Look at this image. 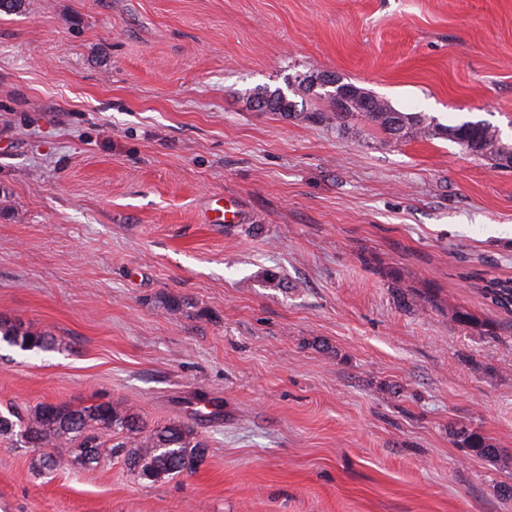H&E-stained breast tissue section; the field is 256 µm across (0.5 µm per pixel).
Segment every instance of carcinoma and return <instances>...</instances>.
<instances>
[{"label":"carcinoma","instance_id":"1","mask_svg":"<svg viewBox=\"0 0 512 512\" xmlns=\"http://www.w3.org/2000/svg\"><path fill=\"white\" fill-rule=\"evenodd\" d=\"M344 86L349 87L353 95L346 99L342 111H336L332 91L318 90L313 96L327 101L331 110L306 113L304 117L334 126L338 131L346 129L354 118L364 120L379 127L396 142L440 137L455 143L468 154L490 161L496 168H512V144L504 143L500 130L487 122L467 121L444 126L423 112H399L377 96L351 83L340 82L339 87ZM257 103L262 112L289 115L295 107L289 95L281 89L261 93ZM482 282L484 298L491 305L512 313V278H484ZM1 341L22 351H38L51 348L57 339L46 331L25 327L1 316ZM104 435L117 438L111 448L123 453L128 469L147 484L161 483L193 470L202 463L207 452L205 442L199 439L192 426L178 422L145 432L139 425L137 413L118 402L83 406L43 402L24 415L0 413L1 437H14L31 448H70L66 456L45 455L42 465L48 470L85 468L98 462L105 445L101 441ZM453 436L478 455L492 458L498 454V449L466 428L453 431Z\"/></svg>","mask_w":512,"mask_h":512}]
</instances>
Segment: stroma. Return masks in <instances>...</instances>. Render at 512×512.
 <instances>
[{
  "label": "stroma",
  "instance_id": "35a3bbf8",
  "mask_svg": "<svg viewBox=\"0 0 512 512\" xmlns=\"http://www.w3.org/2000/svg\"><path fill=\"white\" fill-rule=\"evenodd\" d=\"M319 72L512 144V0L0 14V315L61 342H0V411L120 402L208 445L149 485L0 438V512H512V314L470 277L512 278V169L255 108ZM210 211L211 214L207 218V222L220 227L223 224H237L242 217L241 209L229 199H225L224 206L221 208H211ZM453 436L458 442H461L467 448H471L478 455L492 458L498 454V448H493L483 437L466 428L462 427L454 430Z\"/></svg>",
  "mask_w": 512,
  "mask_h": 512
}]
</instances>
